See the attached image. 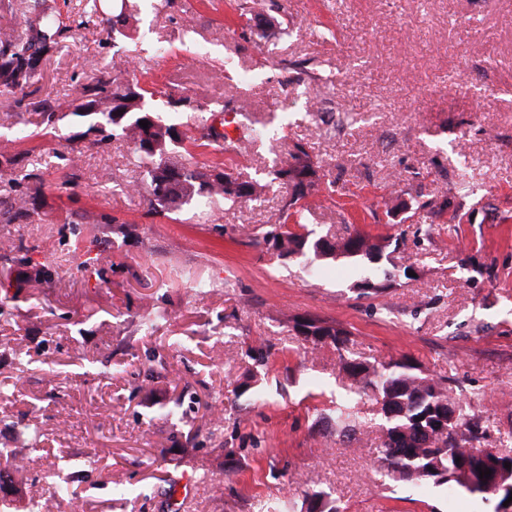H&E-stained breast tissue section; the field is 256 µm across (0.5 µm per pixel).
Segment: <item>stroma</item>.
Here are the masks:
<instances>
[{
    "label": "stroma",
    "instance_id": "stroma-1",
    "mask_svg": "<svg viewBox=\"0 0 512 512\" xmlns=\"http://www.w3.org/2000/svg\"><path fill=\"white\" fill-rule=\"evenodd\" d=\"M240 2L152 0L131 38L80 29L43 64L28 109L0 93V153L43 178L40 219L0 221L15 254L0 257L13 293L0 307V443L16 447L28 424L42 434L16 461L19 502L66 478L59 512H304L314 490L340 512H494L493 499L384 476L380 405L340 359L409 358L472 398L483 447L512 455V0H262L290 21L264 35L242 32ZM102 61L197 100L182 127L274 131L245 152L197 148L199 171L260 180L305 144L337 187L311 201L306 231L404 237L390 262L412 278L363 296L351 265L312 277L252 245L280 220L278 192L215 199L203 218L147 216L127 142L99 148L71 115L44 133L35 108L68 103ZM238 96L246 110L227 115ZM433 197L442 216L424 206ZM306 317L345 329L346 354L299 336Z\"/></svg>",
    "mask_w": 512,
    "mask_h": 512
}]
</instances>
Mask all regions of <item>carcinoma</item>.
<instances>
[{"label":"carcinoma","mask_w":512,"mask_h":512,"mask_svg":"<svg viewBox=\"0 0 512 512\" xmlns=\"http://www.w3.org/2000/svg\"><path fill=\"white\" fill-rule=\"evenodd\" d=\"M92 10L101 15L100 23L108 39L111 33L129 26L125 0L112 6L110 13L99 0H93ZM85 24L83 14L63 20L35 9L25 35L0 28V93L21 94L15 103L20 108L25 106L26 89L34 85L43 61ZM273 27V17L260 11L248 12L246 28ZM39 109L45 128H56L61 120L60 105L44 100ZM162 109L178 114L197 111L201 105L189 96L150 91L102 62L94 75L79 85L68 106L71 115L89 121L87 131L95 133L93 144L106 147L115 139H123L134 146L145 169V183L136 186L135 191L143 199L147 214L171 219L190 206L203 210L215 197L234 205L256 200L266 189L284 187L287 196L282 207L283 223L271 226L255 244L266 246L282 260L296 255L313 256L319 261L310 269L314 275L321 273V264L337 260L371 269L374 276L356 283L357 289L367 295L381 292L383 283L399 277L395 269L374 258V253L381 250V240L359 230L331 240L287 230L288 218L305 209L308 198L322 184L318 166L304 144H295L288 166H272L263 184L216 167L199 172L193 169L188 143L222 150L270 140L272 136L249 128L231 138L205 123L181 131L162 118ZM142 120L148 121V128L139 125ZM0 157L15 173L11 195L0 198V221L21 224L34 220L39 211L35 196L30 193V182L39 178L36 168L24 155L1 153ZM308 327L312 328V335L305 336V340L314 348L331 344L340 352L348 342L347 332L323 320L313 319ZM342 369L360 391L372 390L381 398L385 433L379 453L388 477L414 484H448L485 500L497 497L490 487L504 470V463L512 464V456L502 454L491 466L477 459L473 449L485 437L486 429L472 402L458 398L444 381L422 375L418 366L408 360L376 367L351 359L343 361ZM480 467L492 471L489 478L479 477Z\"/></svg>","instance_id":"1"}]
</instances>
